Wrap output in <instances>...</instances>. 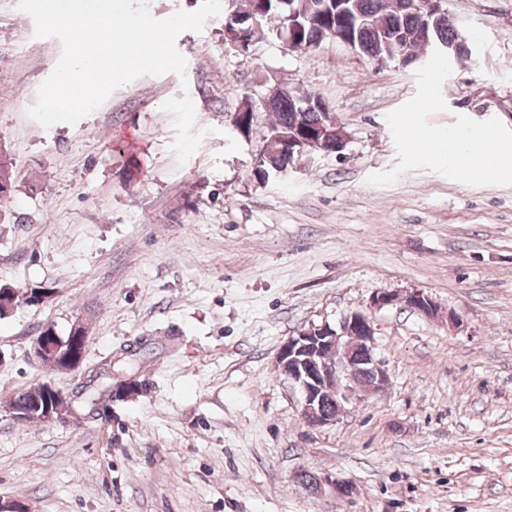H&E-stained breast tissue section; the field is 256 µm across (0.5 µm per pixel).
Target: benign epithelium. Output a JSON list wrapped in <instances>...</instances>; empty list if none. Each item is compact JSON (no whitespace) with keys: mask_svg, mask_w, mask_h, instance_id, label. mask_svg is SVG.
<instances>
[{"mask_svg":"<svg viewBox=\"0 0 512 512\" xmlns=\"http://www.w3.org/2000/svg\"><path fill=\"white\" fill-rule=\"evenodd\" d=\"M432 52L436 56L458 58L470 52L467 40L438 42ZM303 146L312 152L342 154L349 141L344 127L326 115L316 129L296 134ZM399 302L426 317L437 315V307L429 296L420 291L404 296L379 292L373 299L376 307L395 305ZM88 337L81 321L72 324L69 336L62 337L48 326L32 345L33 356L46 363H62L64 373L78 371L85 359ZM274 369L286 376L301 393L300 417L311 429H321L334 424L345 411L346 405L361 401L381 392L387 386V375L375 358L374 329L369 317L361 312L345 316L339 326L312 325L299 331L280 346L274 360ZM330 401L332 408L324 407ZM74 395L54 382H44L40 391L23 401L16 397L0 401V411H5L17 422L38 417L50 423L62 421L75 413ZM306 486L314 492L331 489L338 496L346 497L352 488L329 474L312 475Z\"/></svg>","mask_w":512,"mask_h":512,"instance_id":"benign-epithelium-1","label":"benign epithelium"}]
</instances>
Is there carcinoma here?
<instances>
[{"label":"carcinoma","instance_id":"carcinoma-1","mask_svg":"<svg viewBox=\"0 0 512 512\" xmlns=\"http://www.w3.org/2000/svg\"><path fill=\"white\" fill-rule=\"evenodd\" d=\"M239 10L224 17V47L237 51V46L250 47L251 43L275 40L283 45L288 41L290 17L299 26L293 28L295 40L290 45L295 51L313 50L330 38L329 30H336L334 40L351 35L359 54L385 63H409V60L430 53V45L423 39L427 25L431 24L423 0H349L353 12L361 22L353 26L336 18L333 0H242ZM429 38L443 41L459 38V31L448 17L442 16L430 28ZM326 100L312 92L303 95H283L268 99L245 97L239 108L241 115L233 124L237 131L249 136L260 114L273 117L264 135L263 144L275 141L276 147L288 144V136L298 128L313 130L321 119ZM298 149H283L281 154L261 152L256 155L252 174L260 182L280 175L293 163Z\"/></svg>","mask_w":512,"mask_h":512}]
</instances>
